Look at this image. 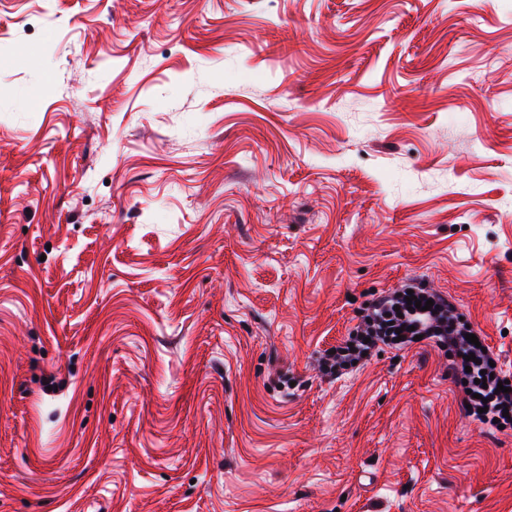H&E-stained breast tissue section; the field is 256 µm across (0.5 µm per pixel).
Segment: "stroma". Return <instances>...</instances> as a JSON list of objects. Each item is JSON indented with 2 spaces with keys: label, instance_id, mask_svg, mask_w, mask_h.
I'll return each instance as SVG.
<instances>
[{
  "label": "stroma",
  "instance_id": "1",
  "mask_svg": "<svg viewBox=\"0 0 512 512\" xmlns=\"http://www.w3.org/2000/svg\"><path fill=\"white\" fill-rule=\"evenodd\" d=\"M512 0H0V512H512ZM409 290H413V293L408 294ZM411 296H416V299H412L411 305H407L406 297ZM429 299L434 301L433 306L430 310L421 311ZM416 300L421 301L420 309L415 306ZM394 306L400 307V310L395 311ZM408 307H412V310H408ZM433 311H437V314H433ZM398 313L403 314V317H398ZM362 317L360 325L352 333V339L332 349L336 350L335 354H329L328 351L323 357L322 366L326 373L336 374L341 369L352 367L354 361L359 364L367 360L378 342L398 348L424 342L448 345L452 358L448 364V373L462 386L463 407L467 414L487 428H499V425L512 422V387L501 378L498 360L485 346L475 327L460 320V315L447 299L419 283L412 282L378 296ZM389 322H393V325H389ZM411 326L415 327L414 331L410 330ZM400 328L403 331L396 333V329ZM465 334H474L480 347L466 340ZM416 335H422V339L414 340ZM398 336H402L401 341H395ZM366 338H370V342L365 343ZM342 350H345V354H342ZM470 353H474L479 363L464 359ZM489 361H493L495 367H491ZM466 366L470 367V373L465 371ZM480 371H484V374H480ZM483 377H486V385H483ZM463 379L467 380V385L463 384ZM475 379H479L480 384H476ZM498 382H502L503 387L511 388V392L495 393L499 389ZM467 390H471V394H467ZM474 394L481 395V399L473 398ZM483 399H488V402L483 403ZM466 404L471 405V410L466 408ZM484 407H488V411L479 413L478 408ZM505 408L509 410V417H503ZM494 419H497V423H493Z\"/></svg>",
  "mask_w": 512,
  "mask_h": 512
}]
</instances>
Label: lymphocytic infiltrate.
Wrapping results in <instances>:
<instances>
[{"instance_id":"lymphocytic-infiltrate-1","label":"lymphocytic infiltrate","mask_w":512,"mask_h":512,"mask_svg":"<svg viewBox=\"0 0 512 512\" xmlns=\"http://www.w3.org/2000/svg\"><path fill=\"white\" fill-rule=\"evenodd\" d=\"M410 294L422 302L432 301V309H408L406 297ZM474 331V326L462 321L447 299L413 282L409 287L374 299L351 340L344 343L341 352L325 355L322 366L329 374L351 367L353 362L363 361L365 354L371 353L378 342L397 343L406 348L420 338L444 345L451 356L448 373L455 381L466 382L468 393L463 401L475 408V420L488 428L496 423L503 425L507 422L504 410L512 411V392L499 391L500 369L493 366L492 353L487 347L476 346L467 339ZM470 354L476 357L471 364L466 361Z\"/></svg>"}]
</instances>
